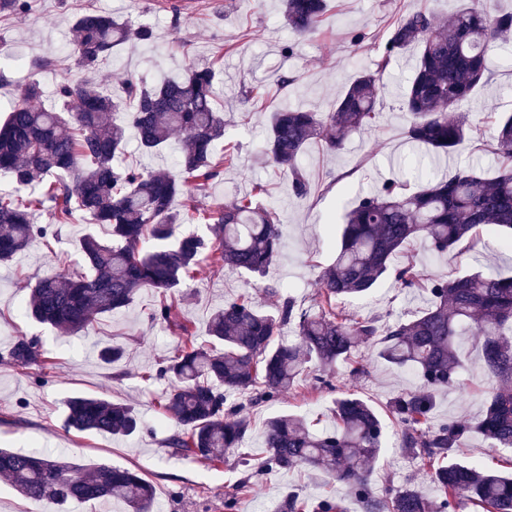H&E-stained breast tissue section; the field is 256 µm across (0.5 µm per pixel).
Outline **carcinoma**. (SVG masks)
<instances>
[{"label":"carcinoma","instance_id":"1","mask_svg":"<svg viewBox=\"0 0 512 512\" xmlns=\"http://www.w3.org/2000/svg\"><path fill=\"white\" fill-rule=\"evenodd\" d=\"M31 5V0H0V13H26ZM327 10V0H283L284 22L301 36L318 32ZM74 31L75 62L88 73L131 38L151 37L145 27L133 29L91 11L75 20ZM511 35L512 10L495 9L487 0H461L446 20L425 8L407 11L390 27L375 69L359 72L331 111L277 110L264 154L288 175L295 195H308L311 185L299 165L307 146L321 139L329 150L340 151L351 135L375 126L381 77L413 47L414 73L402 94L406 140L422 165L427 158L451 155L474 133L465 114L455 111L488 83L491 53ZM121 86L123 104L86 80L64 79L55 88L61 108L48 110L34 106L43 89L33 78L0 123V171L15 184L12 191L0 190V263L57 237L52 226L70 223L76 207L92 223L107 225L112 236L109 242L92 235L81 240L87 271L44 276L29 285L24 314L77 334L99 317L131 307L142 289L159 290L162 298L149 319L185 335L155 372L173 384L159 400L163 413L178 424L166 444L177 455L204 458L217 468L225 453L243 449L251 429L247 407L303 382L337 394L332 430H314L295 415L267 421L265 455L241 458L249 474L236 486L240 493L251 491L253 479L268 471L317 469L344 484L362 512H458L464 500L482 512H512V473L455 456L474 434L492 448L512 449V276L475 271L453 280L427 278L414 255L392 263L414 239L438 256L454 254L458 244L483 231L505 236L502 245L512 247V115L495 120L497 176L487 178L466 166L446 180L427 176L414 192L387 180L358 196L343 215L315 310L297 309L288 296L275 311L265 312L243 293L211 315L210 343L204 346L192 339L190 321L179 316L185 278L204 257L218 271L264 274L282 250L280 225L272 211L247 196L222 210L197 204L193 190L213 182L235 160L231 147L220 157L214 153V142L224 138V116L212 68L191 65L182 77L153 86L127 77ZM124 111L130 113L128 125L117 119ZM129 125L147 153L165 149L174 132L184 134L180 175L115 166ZM45 203L54 224L33 223L31 209ZM199 220L208 224L210 236L173 240L176 225ZM386 277L408 292L428 281L430 306L411 320L392 323L342 307L349 297L370 295ZM289 325L295 340L276 341ZM460 336L472 337L480 347L494 385L478 418L437 422L438 396L455 385L462 369ZM370 344L378 359L409 367L421 380L418 389L391 398L383 414L334 383L338 363L350 364L353 377L366 373L354 353ZM8 358L22 369L45 372L54 366L33 338H16ZM388 419L400 428L399 448L427 466L434 494L412 485L372 484L370 475L386 448ZM64 425L115 436L141 430L133 406L91 396L68 401ZM0 476L11 479L29 501L53 506V512H67L74 501L112 499L122 501L127 512H151L155 498L154 486L135 470L106 463L88 467L37 450L0 448ZM276 512L347 509L331 495L309 502L290 492Z\"/></svg>","mask_w":512,"mask_h":512}]
</instances>
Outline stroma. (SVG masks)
I'll use <instances>...</instances> for the list:
<instances>
[{"mask_svg": "<svg viewBox=\"0 0 512 512\" xmlns=\"http://www.w3.org/2000/svg\"><path fill=\"white\" fill-rule=\"evenodd\" d=\"M424 5L445 19L457 9L459 0H330L319 34L307 38L297 37L285 25L279 0H34L26 14L0 17V49L9 55L0 62V119L31 78L44 90L41 106L56 107L57 84L79 74L71 56L73 23L87 11L106 12L153 32L151 40L126 43L95 73L97 86L109 94H120L121 79L130 75L153 85L178 78L193 63H208L218 71L224 141L215 150L220 153L225 144L236 145L238 158L197 198L210 209L230 204L250 193L254 185H264L258 201L276 212L283 249L259 278L228 267L216 272L209 262L199 263L181 309L191 320L197 341L202 342L208 336L211 313L242 292L252 294L263 310L271 311L277 298L266 288L275 285L283 295L294 297L298 307H312L319 276L334 256L343 206L353 203L359 192L400 177L396 161L409 152L401 90L415 59L410 50L384 73L377 128L350 137L338 152L328 151L320 140L308 146L302 160L312 184L308 196L292 193L288 177L263 158L262 149L271 111L282 105L317 112L331 109L357 73L373 68L393 19ZM42 60L50 61V68H39ZM491 60L489 82L476 88L462 108L486 138L491 128L485 105H493L500 115L512 113V41L498 46ZM182 138V133H174L167 149L150 154L140 149L136 137H129L119 163L155 172L174 171ZM88 233L103 240L109 237L106 225L88 223L82 212H75L71 223L59 226L52 248L38 245L12 263L0 265V448L48 449L76 456L83 464L136 465L155 487L157 512H224L225 495L245 475L237 456L227 455L223 467L216 469L202 459L176 456L166 446L178 426L158 404L169 385L153 379L152 374L158 361L175 347L178 335L167 325L149 321L147 313L158 299L153 289L141 290L125 313L102 316L85 334L71 335L40 325L23 313L29 295L26 281L59 274L80 263V240ZM405 250L421 257L428 275L450 279L465 271L512 275V253L486 234L475 243L461 244L454 259L427 255L417 240ZM428 305L426 294L403 292L387 278L370 296L349 301L347 307L391 322L412 319ZM19 336L40 337L45 354L55 361L49 374H40L34 367L18 368L7 359L11 343ZM106 344L124 348L120 363L100 361L97 349ZM459 345L464 368L455 387L438 399L436 418L440 421L478 415L492 387L481 352L471 338L461 337ZM354 358L367 364L368 375L350 380L349 365L341 364L336 380L349 385L377 410H384L397 392L419 384L409 369L378 360L373 346H362ZM75 395L130 403L145 428L128 438L65 431V403ZM332 408L331 397L323 392L305 397L287 392L251 408L247 453L262 457L267 418L295 414L315 421L318 429H330L335 425ZM372 480L378 486L390 482L411 483L425 491L430 488L422 461L402 452L393 440L379 458ZM291 491L310 501L330 493L345 499L348 512H360L341 484L321 474L296 471L265 475L255 494L241 497L239 504L249 512H274Z\"/></svg>", "mask_w": 512, "mask_h": 512, "instance_id": "obj_1", "label": "stroma"}]
</instances>
